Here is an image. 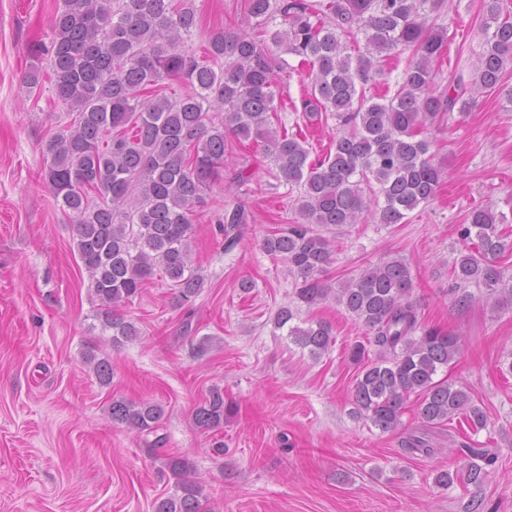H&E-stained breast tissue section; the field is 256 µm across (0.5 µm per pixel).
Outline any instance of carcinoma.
<instances>
[{"mask_svg": "<svg viewBox=\"0 0 512 512\" xmlns=\"http://www.w3.org/2000/svg\"><path fill=\"white\" fill-rule=\"evenodd\" d=\"M446 0H245L249 30L213 33L201 48L188 41L200 18L194 0H63L53 17L48 79L55 98L74 116L43 147L44 180L62 212L74 224L75 249L98 302L91 328L112 332V345L140 336L123 308L146 281L161 272L176 290L175 300L192 317L204 288L194 265L191 239L195 208L204 193L224 180L226 141H248L272 165L273 177L301 190L293 223L267 236L262 249L284 262L300 280L297 300L308 307L329 300L361 323L378 355L362 343L349 357L360 365L352 388L353 412L383 432L396 429L411 395L427 424L461 417L474 432L487 415L463 387L434 379L459 354L460 337L422 325L413 299L408 264L387 257L333 286L322 273L334 262L327 233H341L369 218L400 224L430 202L443 176L427 125L468 111L475 96L502 86L512 64V12L503 0H484L482 52L474 74L455 73L435 82V65L448 45V30L429 23ZM350 36L353 43L342 41ZM407 54L392 96L382 101L366 92L390 89L392 61ZM308 67L310 86L301 100L302 122L319 125L331 117L336 134L326 155L311 157L305 139L288 134L275 104L285 56ZM186 93L170 97L175 83ZM241 201L217 219L227 246L240 225L252 219ZM505 217L488 208L470 211L459 225L475 251L453 262L456 303L473 301L469 284L484 288L482 300L512 303V278L498 265L507 244L499 225ZM282 307L275 324L314 358L334 342L325 321L293 325ZM102 386L112 383V365L89 349L83 354ZM233 408L213 388L196 407L197 427L215 430ZM112 421L140 434L155 432L164 415L151 402L114 399ZM412 453H435L425 439L410 436ZM460 468L439 469L434 483L450 487L465 480L481 485L497 456L465 444ZM165 467L175 492L158 498L154 512H201L203 486L188 459L170 456Z\"/></svg>", "mask_w": 512, "mask_h": 512, "instance_id": "cac0c4a2", "label": "carcinoma"}]
</instances>
